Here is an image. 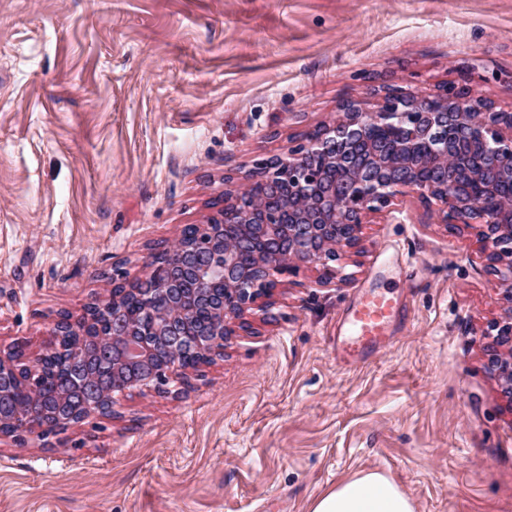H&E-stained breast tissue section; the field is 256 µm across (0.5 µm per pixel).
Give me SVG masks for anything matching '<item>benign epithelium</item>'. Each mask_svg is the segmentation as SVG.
Here are the masks:
<instances>
[{
    "label": "benign epithelium",
    "instance_id": "obj_1",
    "mask_svg": "<svg viewBox=\"0 0 512 512\" xmlns=\"http://www.w3.org/2000/svg\"><path fill=\"white\" fill-rule=\"evenodd\" d=\"M343 118L321 126L282 154L255 161L236 189L224 192V218L239 216V231L223 236V225L202 224L206 244L177 238L167 249L172 264L151 262L138 279L147 306L160 299L164 310L150 312L140 326L119 313L96 323L97 314L117 308L128 291L124 273H112L109 299L89 304L74 320L61 316L48 350L71 333L95 337L87 352L71 347L82 366L60 399L65 412L47 419L35 410L9 409L14 380L34 389L44 356L25 362L0 354V437L24 441L27 434L56 435L93 413H112L116 391L159 389L187 351L208 358L233 333L232 320L265 309L278 277L300 263L315 265L320 282L335 277L340 250L353 249L371 214L389 213L398 198L412 193L439 203L440 224H462L483 244L487 267L509 284L512 303V110L474 100L467 83H450L433 97L388 89L379 109L365 112L354 101ZM399 127L397 145L367 139L370 126ZM267 185V200L250 203L252 184ZM488 368L512 410V315L489 325Z\"/></svg>",
    "mask_w": 512,
    "mask_h": 512
}]
</instances>
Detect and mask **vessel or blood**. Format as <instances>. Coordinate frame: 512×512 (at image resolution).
<instances>
[{
	"label": "vessel or blood",
	"mask_w": 512,
	"mask_h": 512,
	"mask_svg": "<svg viewBox=\"0 0 512 512\" xmlns=\"http://www.w3.org/2000/svg\"><path fill=\"white\" fill-rule=\"evenodd\" d=\"M399 301L373 295L359 301L349 311L345 325V341L341 343L340 358L353 366L367 358L390 338V328L403 319Z\"/></svg>",
	"instance_id": "vessel-or-blood-1"
}]
</instances>
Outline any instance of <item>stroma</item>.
<instances>
[{
    "label": "stroma",
    "mask_w": 512,
    "mask_h": 512,
    "mask_svg": "<svg viewBox=\"0 0 512 512\" xmlns=\"http://www.w3.org/2000/svg\"><path fill=\"white\" fill-rule=\"evenodd\" d=\"M464 75L512 107V0H0V352L40 354L113 269L141 277L343 103ZM318 277L283 276L188 379L0 437V512H312L370 471L416 512H512V413L485 351L512 304L474 234L408 197ZM371 294L405 318L344 366L336 339Z\"/></svg>",
    "instance_id": "obj_1"
}]
</instances>
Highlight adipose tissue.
Here are the masks:
<instances>
[{
	"mask_svg": "<svg viewBox=\"0 0 512 512\" xmlns=\"http://www.w3.org/2000/svg\"><path fill=\"white\" fill-rule=\"evenodd\" d=\"M312 512H415V508L392 479L373 471L338 484L314 502Z\"/></svg>",
	"mask_w": 512,
	"mask_h": 512,
	"instance_id": "adipose-tissue-1",
	"label": "adipose tissue"
}]
</instances>
